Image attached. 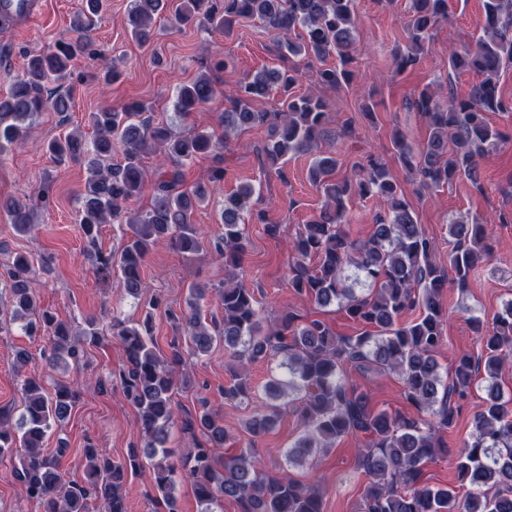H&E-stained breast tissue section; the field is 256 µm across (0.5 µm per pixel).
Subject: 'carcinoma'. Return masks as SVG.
I'll return each mask as SVG.
<instances>
[{"instance_id":"obj_1","label":"carcinoma","mask_w":512,"mask_h":512,"mask_svg":"<svg viewBox=\"0 0 512 512\" xmlns=\"http://www.w3.org/2000/svg\"><path fill=\"white\" fill-rule=\"evenodd\" d=\"M167 2L131 0L128 26L141 46L152 44L155 22ZM103 7L104 0H83L81 12L71 21L76 37L30 55L23 74L0 96V162L30 138L40 112L49 107L60 113L71 110V94H52L50 83L66 78L78 58L97 53L91 21ZM483 8V35L448 55L450 69L476 76L467 97L459 99L452 93L442 97L424 88L413 106L429 129L426 141L415 147L402 132L392 134L398 161L425 191L463 179L478 183L479 159L512 140L487 119L490 112L512 110V101L499 92L500 73L512 65V0H483ZM242 17L265 25L288 68L257 73L224 94L222 134L176 133L171 125L154 122L148 105L137 103L89 113L92 145L75 129L50 141L47 150L59 166L84 163L79 226L94 251L99 279L110 281L115 275L127 294L142 298L145 256L163 240L184 255L197 256L209 249L224 258V283L215 289L221 318L208 325L195 310L169 312L184 329L194 354H206L222 344L232 357L233 382L224 388V401L250 402L246 368L254 362L279 359V366L287 369V380L273 377L266 383V399L244 422L247 442L228 457L216 450L232 435L208 400L198 399L200 409L185 413L182 428L200 434L202 440L173 460L165 444L175 420L174 396L180 390L190 391L193 383L177 377L182 362L178 352L166 357L156 349L152 311L159 301L152 297L144 301L141 323L114 317L109 324L110 335L126 355L119 381L136 410L144 438L142 453L133 450L116 460L88 443L82 448L85 477L64 483L58 466L67 448L50 455L43 443L52 425L74 407L80 391L67 382H58L49 391L43 379L27 377L19 419L0 410V459L19 456L16 476L42 512H92L91 503L97 501L104 504V512H128L126 484L135 475L145 477L154 491L152 502L165 512H178L175 490L181 481L193 486L201 512H220L226 500L235 502L238 512H323L321 487L305 485L286 471L270 476L262 470L256 440L291 411L302 431L281 451L288 465L310 464L342 438H363L355 456L356 469L367 479L362 512H512V393H505L497 382L503 366L512 360V299L494 315L478 356L458 354L449 360L446 372L437 358L443 344L445 290L450 285L465 290L470 276L488 263L490 225L452 219L448 236L454 248L445 269L435 262L434 242L385 163L368 154L355 164L354 177L338 180L336 152L319 151L309 178L323 202L291 243L289 285L320 307L345 309L366 327L355 336H338L320 320L297 324L291 314L273 326H263L255 294L236 282L245 252V225L256 219L268 235L275 237L280 231L279 225L267 223V211L258 207L252 186L224 198V233L212 242L205 243L194 224V212L207 199V190L201 185L184 187L185 164L223 149L239 131L266 125L269 140L263 148V169L284 178L287 158L318 151L325 140L328 103L321 90L348 88L354 78L351 65L359 37L354 0H179L170 23L176 28L207 23L228 34ZM447 17L448 0H412L406 21L410 46L395 54L397 71L417 63L434 26ZM333 55L337 65L319 67ZM310 69L315 70L318 90L292 94L302 71ZM217 93L212 77L201 74L178 86L175 110L187 117ZM271 96L280 97V110H253L255 100ZM116 153L122 155L118 163L112 162ZM148 157L158 159V172L149 184L143 168ZM145 191L151 196L150 207L131 209L130 202ZM367 196L380 202L374 231L366 240H355L344 229L348 203ZM0 210L11 217L16 232L35 230L29 203L1 197ZM115 221L129 224L132 230L117 257L97 248L101 226ZM36 273L34 260L25 254L8 262L4 287L10 290L13 320L21 322L30 336L50 338V363L64 358L78 362L86 354L85 346L99 341L100 329L89 320L74 334L54 314L39 309L32 288ZM374 369L389 370L400 378L416 416L375 409L369 393L348 377ZM476 391L478 410L456 458L460 484L454 488L423 483L424 464L448 451L441 431L453 425L459 408ZM461 488L466 492H459Z\"/></svg>"}]
</instances>
